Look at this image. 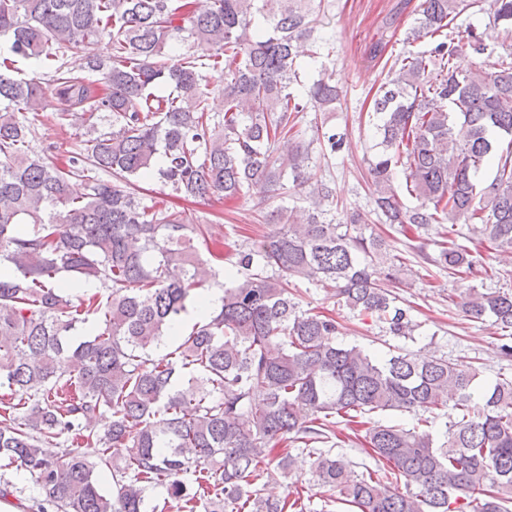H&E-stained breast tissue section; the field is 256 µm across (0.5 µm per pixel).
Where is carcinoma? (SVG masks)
<instances>
[{
  "label": "carcinoma",
  "mask_w": 512,
  "mask_h": 512,
  "mask_svg": "<svg viewBox=\"0 0 512 512\" xmlns=\"http://www.w3.org/2000/svg\"><path fill=\"white\" fill-rule=\"evenodd\" d=\"M478 3L420 0L405 41L428 48L395 57L398 76L372 96L365 181L386 224H464L477 244L511 251L512 51L496 54L488 40L512 41V0H490L493 34L453 30ZM314 13L315 0H0V32L12 36L0 56V468L38 489L24 498L0 479V500L22 512H147L146 490L162 487L176 512H305L301 496L269 499L255 486L263 473L290 476L289 447L301 443L313 482L350 512H512V379L476 397L470 362L338 344L336 320L300 310L290 292L305 280L393 336L417 329L373 276L386 263L398 281L400 257L364 235L361 213L336 221L331 187L311 177L310 145L279 152L300 113L326 118L341 97L325 72L292 90L301 44L312 58L333 52L314 37ZM105 38L108 54L87 53ZM179 39L192 52L175 59L167 48ZM63 47L101 75L103 94L59 62ZM463 54L479 74L455 66ZM18 57L53 70L58 121L86 105L90 120L112 113V131L88 124L63 166L32 151L18 114L42 111L45 89L10 76ZM215 74L222 114L207 92ZM162 83L173 93L156 95ZM314 142L326 159L349 137L322 125ZM155 175L185 197L240 199L262 186L269 200L301 190L307 206L276 207L265 216L276 229L235 249L221 274L195 245L209 226L143 203L139 182ZM73 179L87 192L74 195ZM431 262L473 269L454 243ZM221 275L220 308L172 335ZM88 282L98 291L72 294ZM458 297L467 317L512 332V293ZM387 410L425 428L366 419ZM338 417L364 428V452L390 472L351 475L334 452Z\"/></svg>",
  "instance_id": "cac0c4a2"
}]
</instances>
